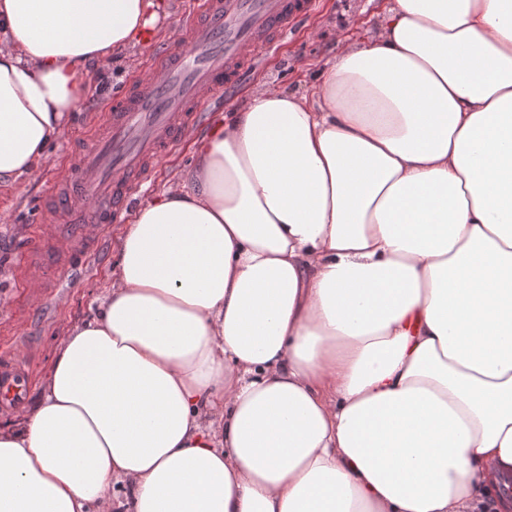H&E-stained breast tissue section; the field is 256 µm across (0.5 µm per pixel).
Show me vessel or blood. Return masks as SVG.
Masks as SVG:
<instances>
[{"mask_svg": "<svg viewBox=\"0 0 512 512\" xmlns=\"http://www.w3.org/2000/svg\"><path fill=\"white\" fill-rule=\"evenodd\" d=\"M311 9L312 0H199L182 33L118 90L93 147L61 165L50 217L18 260L32 300L56 294L52 269L86 259L124 221L136 191L199 122V107ZM27 388L17 359L0 362V407H19Z\"/></svg>", "mask_w": 512, "mask_h": 512, "instance_id": "b4317fda", "label": "vessel or blood"}]
</instances>
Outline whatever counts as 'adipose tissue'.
<instances>
[{"instance_id":"adipose-tissue-1","label":"adipose tissue","mask_w":512,"mask_h":512,"mask_svg":"<svg viewBox=\"0 0 512 512\" xmlns=\"http://www.w3.org/2000/svg\"><path fill=\"white\" fill-rule=\"evenodd\" d=\"M152 0H0V186ZM130 216L0 422V512H512V0H391Z\"/></svg>"}]
</instances>
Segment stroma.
Instances as JSON below:
<instances>
[{
	"mask_svg": "<svg viewBox=\"0 0 512 512\" xmlns=\"http://www.w3.org/2000/svg\"><path fill=\"white\" fill-rule=\"evenodd\" d=\"M153 23V43H140L130 55H116L112 66L94 76L90 93L62 136L47 150V157L19 189L0 187V340L22 339L21 358L29 370L28 397H35L55 345L70 325L90 318L97 299L108 287L118 262L120 225H111L106 240L93 259L74 269L58 272V296L46 298L39 312L28 309V300L15 286V256L23 249L31 225L40 220V205L52 182L53 166L74 142L88 134L93 123L109 112L114 89L138 69L147 66L157 46L172 40L179 25L189 18L194 0H162ZM387 0H313L312 11L281 38L273 51L230 87L209 99L199 126L187 134L179 151L158 166L152 180L136 195L144 203L159 195L172 181L194 168L195 137L203 135L218 113L242 111L251 90L266 84L289 92L311 93L324 60L358 40L362 30L377 32L379 15Z\"/></svg>",
	"mask_w": 512,
	"mask_h": 512,
	"instance_id": "stroma-1",
	"label": "stroma"
}]
</instances>
